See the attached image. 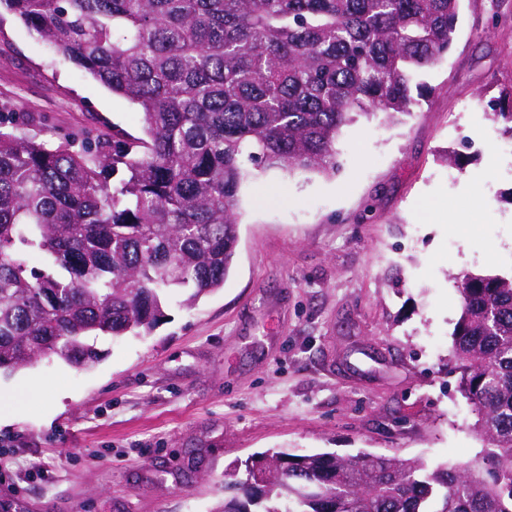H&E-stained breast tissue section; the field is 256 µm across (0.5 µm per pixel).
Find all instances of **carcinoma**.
I'll use <instances>...</instances> for the list:
<instances>
[{
    "instance_id": "carcinoma-1",
    "label": "carcinoma",
    "mask_w": 512,
    "mask_h": 512,
    "mask_svg": "<svg viewBox=\"0 0 512 512\" xmlns=\"http://www.w3.org/2000/svg\"><path fill=\"white\" fill-rule=\"evenodd\" d=\"M140 110L74 149L0 129V371L54 354L89 366V336H141L170 292L224 287L239 195L255 168L334 175L360 118L420 106L419 74L450 49L461 0H0ZM512 136V93L490 104ZM122 177L109 184L107 171ZM452 360L483 443L429 469L359 452H268L256 493L219 512H512V276L463 274Z\"/></svg>"
}]
</instances>
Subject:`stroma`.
I'll use <instances>...</instances> for the list:
<instances>
[{
	"label": "stroma",
	"mask_w": 512,
	"mask_h": 512,
	"mask_svg": "<svg viewBox=\"0 0 512 512\" xmlns=\"http://www.w3.org/2000/svg\"><path fill=\"white\" fill-rule=\"evenodd\" d=\"M423 79L434 92L401 123L344 128L336 175L243 185L223 288L190 309L167 296L150 335L96 337L92 366L0 372V512H215L225 470L270 449L477 459L449 352L456 275L512 274V139L488 108L512 92V0H461ZM24 115L51 142L143 134L136 106L5 11L0 120Z\"/></svg>",
	"instance_id": "obj_1"
}]
</instances>
